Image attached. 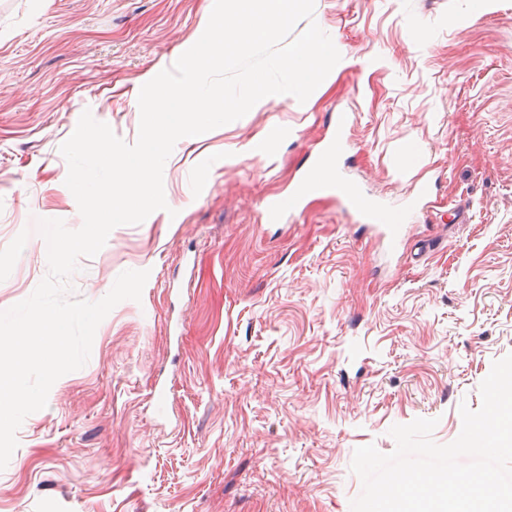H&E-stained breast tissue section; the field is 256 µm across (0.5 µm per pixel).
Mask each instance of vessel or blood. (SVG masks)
Returning a JSON list of instances; mask_svg holds the SVG:
<instances>
[{"mask_svg":"<svg viewBox=\"0 0 512 512\" xmlns=\"http://www.w3.org/2000/svg\"><path fill=\"white\" fill-rule=\"evenodd\" d=\"M355 181L336 163V142L328 140L318 150L311 166L305 170L288 199H271L264 205L266 220L275 224L296 215L300 200L307 189L326 188L336 193L342 211L356 222L371 226L384 242L386 259H393L405 237L400 218L388 213L386 206L367 194L358 192Z\"/></svg>","mask_w":512,"mask_h":512,"instance_id":"obj_1","label":"vessel or blood"}]
</instances>
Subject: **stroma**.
<instances>
[{
  "label": "stroma",
  "mask_w": 512,
  "mask_h": 512,
  "mask_svg": "<svg viewBox=\"0 0 512 512\" xmlns=\"http://www.w3.org/2000/svg\"><path fill=\"white\" fill-rule=\"evenodd\" d=\"M213 5L0 0V310L48 272L38 219L82 224L59 148L83 111L134 143L141 87ZM312 22L349 61L312 108L273 98L178 141L167 209L79 259L70 282L89 301L123 271L149 277L24 420L0 512H351L357 447L391 453L390 428L417 418L447 444L460 403L479 408L512 353V0H315L294 34ZM340 112L342 165L365 193L402 209L417 181L435 184L434 220L386 270L330 191L307 193L296 222L262 219ZM459 202L469 222L448 223ZM159 379L165 420L149 404Z\"/></svg>",
  "instance_id": "obj_1"
}]
</instances>
